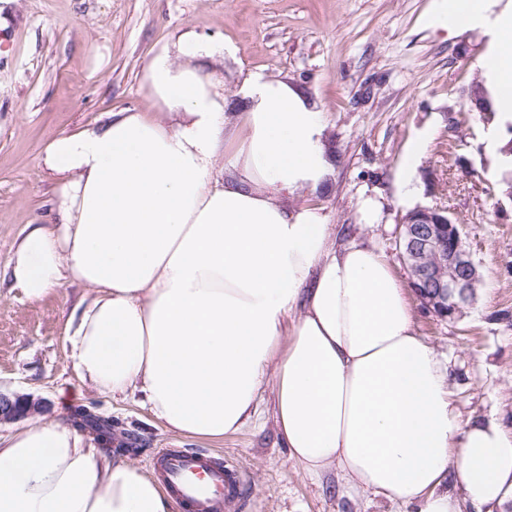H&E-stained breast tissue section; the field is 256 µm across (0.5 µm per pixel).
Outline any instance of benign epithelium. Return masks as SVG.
Returning a JSON list of instances; mask_svg holds the SVG:
<instances>
[{
    "instance_id": "7a95c632",
    "label": "benign epithelium",
    "mask_w": 512,
    "mask_h": 512,
    "mask_svg": "<svg viewBox=\"0 0 512 512\" xmlns=\"http://www.w3.org/2000/svg\"><path fill=\"white\" fill-rule=\"evenodd\" d=\"M400 248L411 288L423 309L447 318L462 313L475 297L480 271L463 237L462 225L444 208H416L402 219ZM44 408L39 401L0 392V424Z\"/></svg>"
}]
</instances>
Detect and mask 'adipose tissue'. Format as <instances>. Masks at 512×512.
<instances>
[{
	"instance_id": "obj_1",
	"label": "adipose tissue",
	"mask_w": 512,
	"mask_h": 512,
	"mask_svg": "<svg viewBox=\"0 0 512 512\" xmlns=\"http://www.w3.org/2000/svg\"><path fill=\"white\" fill-rule=\"evenodd\" d=\"M428 22L491 36L480 66L512 122V10L432 0ZM208 39L184 34L145 66L149 112L55 138L59 218L31 227L7 274L26 297L69 280L93 296L68 337L81 380L139 392L168 430L220 439L251 420L265 381L291 460L342 494L406 512H485L512 503V433L463 419L438 353L386 256L336 247L319 210L280 190L332 170L325 122L287 83L254 73L241 126L201 66ZM235 142L233 175L218 159ZM453 478L462 496L445 492ZM159 479L70 423L29 421L0 437V512H172Z\"/></svg>"
}]
</instances>
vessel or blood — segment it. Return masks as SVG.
Returning <instances> with one entry per match:
<instances>
[{"instance_id": "1", "label": "vessel or blood", "mask_w": 512, "mask_h": 512, "mask_svg": "<svg viewBox=\"0 0 512 512\" xmlns=\"http://www.w3.org/2000/svg\"><path fill=\"white\" fill-rule=\"evenodd\" d=\"M154 466L184 512H224L240 489L237 473L204 451L165 448Z\"/></svg>"}]
</instances>
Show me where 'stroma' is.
<instances>
[{
	"label": "stroma",
	"mask_w": 512,
	"mask_h": 512,
	"mask_svg": "<svg viewBox=\"0 0 512 512\" xmlns=\"http://www.w3.org/2000/svg\"><path fill=\"white\" fill-rule=\"evenodd\" d=\"M431 0H0V273L30 225L56 220L61 176L42 157L58 136L105 122L110 113L148 112L146 62L190 31L213 40L208 73L221 82L228 121L241 113L249 74L288 83L326 122L333 169L318 188L289 194L314 207L331 237L381 249L402 286L400 224L418 207L448 209L463 226L482 275L472 305L455 320L416 309L417 336L450 368L463 418L512 427V195L502 182L491 115L469 111L488 38L478 28H431ZM426 151L407 179L397 174L419 137ZM375 199V225L358 222ZM91 292L65 282L41 298L0 282V391L42 401L57 416L60 391L111 419L116 436L136 432L121 458L144 472L163 448L211 451L235 467L242 498L230 512H403L381 496L349 498L304 477L289 459L271 392L257 418L220 440L167 430L139 396L115 400L78 377L67 341Z\"/></svg>",
	"instance_id": "obj_1"
}]
</instances>
